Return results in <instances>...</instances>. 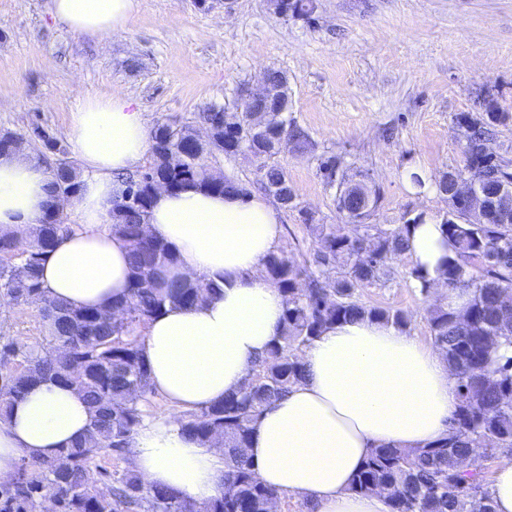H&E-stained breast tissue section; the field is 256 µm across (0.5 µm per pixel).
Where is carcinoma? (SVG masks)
I'll return each mask as SVG.
<instances>
[{"label": "carcinoma", "instance_id": "obj_1", "mask_svg": "<svg viewBox=\"0 0 512 512\" xmlns=\"http://www.w3.org/2000/svg\"><path fill=\"white\" fill-rule=\"evenodd\" d=\"M511 119L491 100L480 117L463 115L458 123L467 126V138L477 146ZM198 120L209 125L207 141L196 142L188 125L158 124L152 131L151 164L138 175L119 177L135 199L115 203L111 213L112 232L130 249L132 278L129 298L117 302L116 309H77L44 298L41 263L60 235L69 231L54 206L22 237L0 232V298L16 305L38 303L46 332L37 347L0 336V418L31 385L44 381L74 387L92 412L86 435L75 445L50 460L22 459L18 478L0 484V512H39L43 484L58 487L54 512H272L273 502L282 495L257 478L245 448L258 413L303 379L302 350L342 320L369 318L407 326L404 311L370 306L361 298V291L382 282L389 264L405 253L407 225L358 224L352 233L338 234L332 225L310 224L317 243L311 263L300 264L281 253L264 262L266 278L283 297V329L253 370L252 383L244 392L228 394L181 420L183 432L192 439L210 442L221 435L222 494L195 505L173 489L145 486L129 467L109 472L95 466L96 459L128 448L144 419L143 403L154 394L140 354L139 328L165 307H195L219 288L214 282L168 278L175 255L163 242L140 234L152 202L149 180H167L172 190L190 184L218 193L231 188L209 178L206 158L236 153L242 136L224 125V113L210 107L198 113ZM275 135L271 130L249 140L262 160L260 186L267 193L288 180L285 169L273 162ZM37 136L45 139V147L57 149L61 159L58 163L44 154L38 157L51 174L50 197L77 194L81 172L66 147L44 131ZM319 169L330 186L331 174L345 173L344 162L336 156L321 160ZM339 185L343 189L336 190L337 204L349 215L363 203L360 186L342 181ZM442 226L454 249L446 260V285L465 289L468 301L462 312L445 303L434 305L428 325L452 369L459 404L450 438L426 448H376L356 474L352 490L357 493L390 490V512H494L480 473L461 470L459 461L481 439L493 451H512V357L501 363L491 356L499 342L512 344V331L501 326L504 302H512V223L492 218L487 224H468L451 214ZM337 259L343 265L332 280L323 267Z\"/></svg>", "mask_w": 512, "mask_h": 512}]
</instances>
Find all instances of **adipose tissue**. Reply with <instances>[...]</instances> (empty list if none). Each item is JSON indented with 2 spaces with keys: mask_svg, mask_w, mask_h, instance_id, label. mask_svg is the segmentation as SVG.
Masks as SVG:
<instances>
[{
  "mask_svg": "<svg viewBox=\"0 0 512 512\" xmlns=\"http://www.w3.org/2000/svg\"><path fill=\"white\" fill-rule=\"evenodd\" d=\"M139 0H52L53 17L79 35L125 31ZM83 162L74 200L77 226L42 263L48 298L105 308L132 285L129 249L108 224L122 188L148 151L152 128L124 96H87L72 112ZM50 173L35 157L0 155V230L40 223L51 203ZM151 236L177 257L174 275L222 279L223 289L192 308L166 307L140 340L153 390L166 402L130 441L132 466L146 484L178 490L202 504L224 489V452L182 430L178 416L239 392L283 326L284 303L264 275L279 244L280 214L266 200L188 186L158 191L146 216ZM407 254L432 286L444 284L453 253L432 214L409 225ZM306 377L253 424L246 455L263 483L311 501L314 512H389L384 496L357 494L354 476L379 446L423 448L450 436L458 406L451 370L439 350L408 329L360 319L325 329L303 352ZM90 409L73 388L42 382L0 420V482L22 458L49 459L88 428Z\"/></svg>",
  "mask_w": 512,
  "mask_h": 512,
  "instance_id": "adipose-tissue-1",
  "label": "adipose tissue"
}]
</instances>
